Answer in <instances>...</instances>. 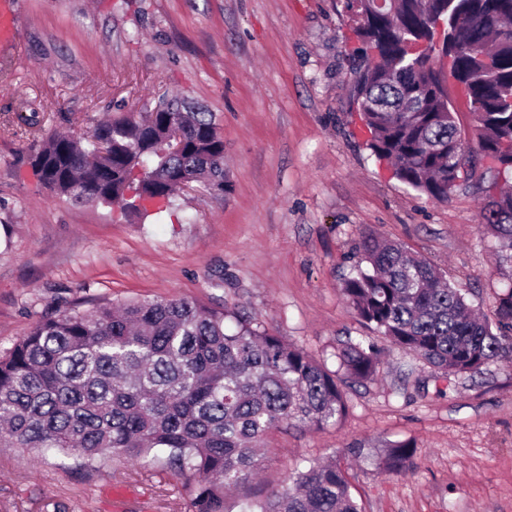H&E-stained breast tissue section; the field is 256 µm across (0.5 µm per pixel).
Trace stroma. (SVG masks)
Returning a JSON list of instances; mask_svg holds the SVG:
<instances>
[{
	"mask_svg": "<svg viewBox=\"0 0 512 512\" xmlns=\"http://www.w3.org/2000/svg\"><path fill=\"white\" fill-rule=\"evenodd\" d=\"M21 54L0 70V351L40 319L102 303L190 298L284 336L329 369L366 339L342 281L372 234L400 242L490 313L512 284L480 216L498 182L474 155L447 201L407 187L366 146L358 48L342 0H16ZM178 95L212 113L224 193H180L138 220L57 196L27 161L33 135L83 133ZM382 364L322 430L269 438L250 492L329 458L363 512H512V366L442 378L377 338ZM417 445L412 473L376 462ZM0 512H188L160 465L0 448Z\"/></svg>",
	"mask_w": 512,
	"mask_h": 512,
	"instance_id": "stroma-1",
	"label": "stroma"
}]
</instances>
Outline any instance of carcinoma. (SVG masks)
I'll return each mask as SVG.
<instances>
[{
	"mask_svg": "<svg viewBox=\"0 0 512 512\" xmlns=\"http://www.w3.org/2000/svg\"><path fill=\"white\" fill-rule=\"evenodd\" d=\"M442 19L451 69L474 113L478 150L501 153L512 143V38L497 42L493 26H512V0H396V15L370 26L382 63L362 52L354 83L371 138L368 149L395 166L413 190L445 200L469 160L458 112L429 59L404 57L406 39L427 35ZM493 57L478 62L472 46ZM180 132L182 146L167 149ZM28 162L46 189L74 201L110 206L144 218L141 196L174 202L182 184L226 186L224 141L213 115L187 110L178 97L150 112H128L83 136L35 138ZM483 220L512 263V187L490 197ZM361 264L342 292L355 316L390 343L446 376L476 373L512 360V289L497 296L492 318L477 317L465 293L428 260L401 244L364 239ZM381 350L362 342L338 352L342 373L248 318L189 299L140 300L66 311L34 325L0 354V447L53 451L88 467L112 458L160 462L188 500L190 512H230L227 498L260 468L266 440L282 427L321 430L341 421L345 387L370 378ZM417 446L394 442L383 468H415ZM239 512H361L336 462L314 463L281 489L249 495Z\"/></svg>",
	"mask_w": 512,
	"mask_h": 512,
	"instance_id": "1",
	"label": "carcinoma"
}]
</instances>
